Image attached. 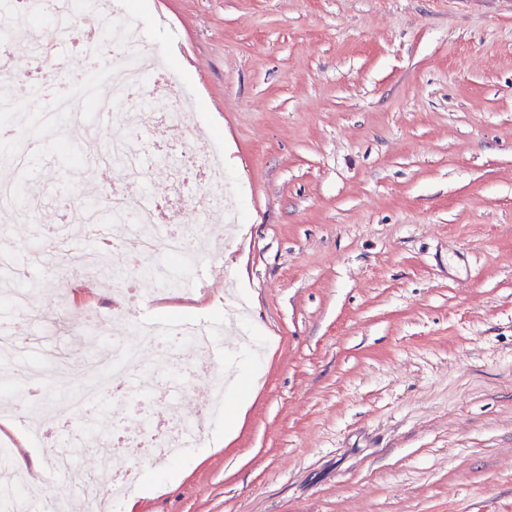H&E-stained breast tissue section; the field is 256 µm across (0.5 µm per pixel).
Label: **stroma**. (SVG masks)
<instances>
[{
	"label": "stroma",
	"instance_id": "35a3bbf8",
	"mask_svg": "<svg viewBox=\"0 0 512 512\" xmlns=\"http://www.w3.org/2000/svg\"><path fill=\"white\" fill-rule=\"evenodd\" d=\"M157 66L190 100V125L150 100L148 161L193 139L231 154L224 207L188 208L178 186L142 172L117 191L202 227L206 289L173 299L139 278L138 306L107 280L53 268L43 240L89 248L78 168L88 129L123 137L118 112L75 101L64 137L47 140L0 207V232L37 284L43 328L78 359L75 314L140 344L128 316L210 322L247 314L220 339L234 374L204 442L147 461L132 437L114 453L101 408L39 440L0 419V443L24 472L49 449L83 445L76 464L142 465L114 512H512V0H120ZM0 363V392L37 414L90 378L59 372L43 391Z\"/></svg>",
	"mask_w": 512,
	"mask_h": 512
}]
</instances>
